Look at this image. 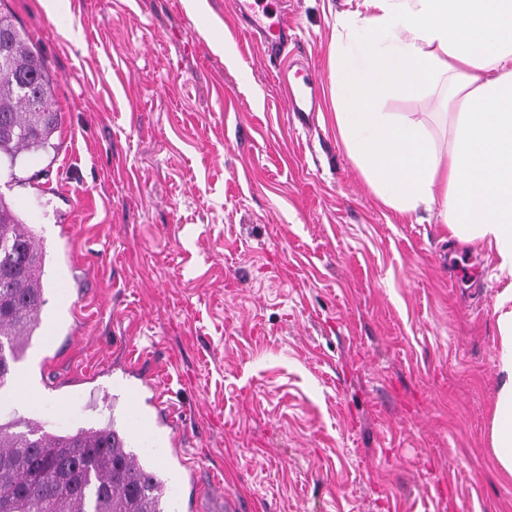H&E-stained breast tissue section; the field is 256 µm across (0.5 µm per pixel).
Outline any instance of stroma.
<instances>
[{
  "mask_svg": "<svg viewBox=\"0 0 512 512\" xmlns=\"http://www.w3.org/2000/svg\"><path fill=\"white\" fill-rule=\"evenodd\" d=\"M357 0H284L321 85L302 129L232 0H0L46 59L58 150L0 171L47 254L44 396L0 413L111 418L115 366L174 417L178 512H512L492 446L495 258L376 197L333 121L329 49Z\"/></svg>",
  "mask_w": 512,
  "mask_h": 512,
  "instance_id": "obj_1",
  "label": "stroma"
}]
</instances>
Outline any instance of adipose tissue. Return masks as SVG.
I'll return each instance as SVG.
<instances>
[{"instance_id":"1","label":"adipose tissue","mask_w":512,"mask_h":512,"mask_svg":"<svg viewBox=\"0 0 512 512\" xmlns=\"http://www.w3.org/2000/svg\"><path fill=\"white\" fill-rule=\"evenodd\" d=\"M336 21L338 133L388 207L437 211L451 236L494 251L501 383L492 444L512 474V0H361ZM446 86L431 119L383 103ZM444 122L451 141L432 130Z\"/></svg>"}]
</instances>
